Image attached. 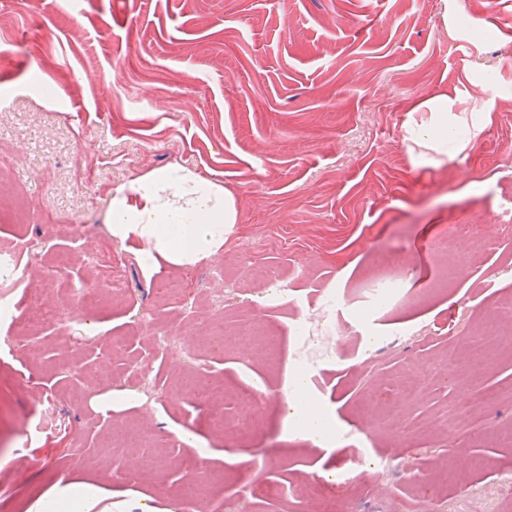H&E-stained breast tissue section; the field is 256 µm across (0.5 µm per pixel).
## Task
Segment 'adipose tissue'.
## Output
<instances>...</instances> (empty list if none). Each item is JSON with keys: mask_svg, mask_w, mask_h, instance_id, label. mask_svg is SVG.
Wrapping results in <instances>:
<instances>
[{"mask_svg": "<svg viewBox=\"0 0 512 512\" xmlns=\"http://www.w3.org/2000/svg\"><path fill=\"white\" fill-rule=\"evenodd\" d=\"M487 86L441 93L417 102L403 121L404 142L419 166L456 160L492 121ZM108 231L131 247L140 265L190 270L218 254L237 222L232 191L180 165L146 173L110 193ZM109 485L57 482L30 512H112Z\"/></svg>", "mask_w": 512, "mask_h": 512, "instance_id": "adipose-tissue-1", "label": "adipose tissue"}]
</instances>
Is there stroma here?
I'll return each mask as SVG.
<instances>
[{
    "label": "stroma",
    "mask_w": 512,
    "mask_h": 512,
    "mask_svg": "<svg viewBox=\"0 0 512 512\" xmlns=\"http://www.w3.org/2000/svg\"><path fill=\"white\" fill-rule=\"evenodd\" d=\"M465 3L0 0V65L23 83L0 85V254L31 271L0 273V512L60 480L109 483L128 512H512V441L479 434L485 416L512 425V335L467 339L512 297V237L497 234L512 0ZM481 15L489 48L470 38ZM485 73L493 118L473 148L414 165L406 109ZM174 164L230 189L238 220L192 271L147 272L107 233L109 193ZM458 224L487 246L451 277ZM383 258L405 291L377 314ZM329 289L341 315L319 309ZM419 360L454 361L463 380L415 386ZM301 374L332 450L286 431L283 389ZM198 381L251 390L252 417ZM111 390L134 405L97 406ZM124 437L122 466L109 443ZM192 459L220 480L187 490ZM354 465L362 479L344 483Z\"/></svg>",
    "instance_id": "1"
}]
</instances>
